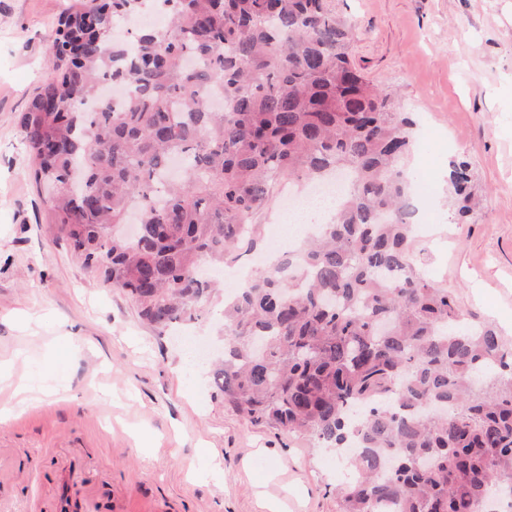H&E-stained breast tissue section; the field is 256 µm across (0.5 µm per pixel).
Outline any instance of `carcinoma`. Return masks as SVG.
I'll use <instances>...</instances> for the list:
<instances>
[{
	"label": "carcinoma",
	"instance_id": "1",
	"mask_svg": "<svg viewBox=\"0 0 512 512\" xmlns=\"http://www.w3.org/2000/svg\"><path fill=\"white\" fill-rule=\"evenodd\" d=\"M136 9L64 16L18 113L48 223L162 334L201 317V265L261 248L273 176L348 172L335 219L224 302V404L341 457L358 444L340 512H512V349L419 267L415 122L353 66L352 25L327 0H155L168 25L131 49L113 30ZM106 78L125 101L99 99ZM450 167L462 220L469 165Z\"/></svg>",
	"mask_w": 512,
	"mask_h": 512
}]
</instances>
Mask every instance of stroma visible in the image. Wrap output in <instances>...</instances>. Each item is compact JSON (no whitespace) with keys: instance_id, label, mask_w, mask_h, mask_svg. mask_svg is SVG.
<instances>
[{"instance_id":"stroma-1","label":"stroma","mask_w":512,"mask_h":512,"mask_svg":"<svg viewBox=\"0 0 512 512\" xmlns=\"http://www.w3.org/2000/svg\"><path fill=\"white\" fill-rule=\"evenodd\" d=\"M77 0H0V360L40 392L0 423V512H339L335 452L224 405L220 300L158 332L47 223L15 116L54 65L47 37ZM354 25L351 59L406 111L428 237L427 276L512 344V0H329ZM483 206L456 223L450 161ZM221 482L206 478L209 457Z\"/></svg>"}]
</instances>
